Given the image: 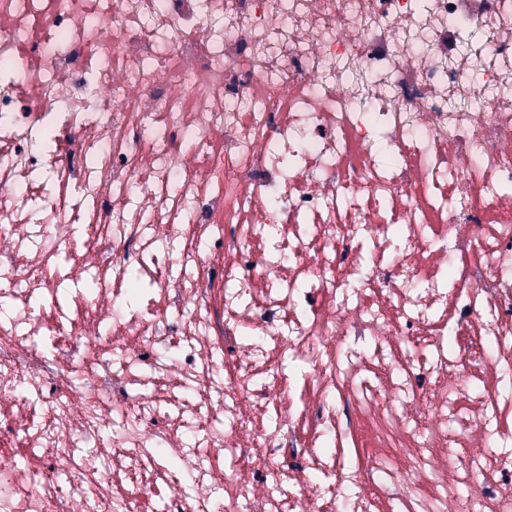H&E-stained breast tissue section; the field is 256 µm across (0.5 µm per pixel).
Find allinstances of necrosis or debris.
I'll return each mask as SVG.
<instances>
[{
    "mask_svg": "<svg viewBox=\"0 0 512 512\" xmlns=\"http://www.w3.org/2000/svg\"><path fill=\"white\" fill-rule=\"evenodd\" d=\"M0 67V512H512V0H0Z\"/></svg>",
    "mask_w": 512,
    "mask_h": 512,
    "instance_id": "1",
    "label": "necrosis or debris"
}]
</instances>
